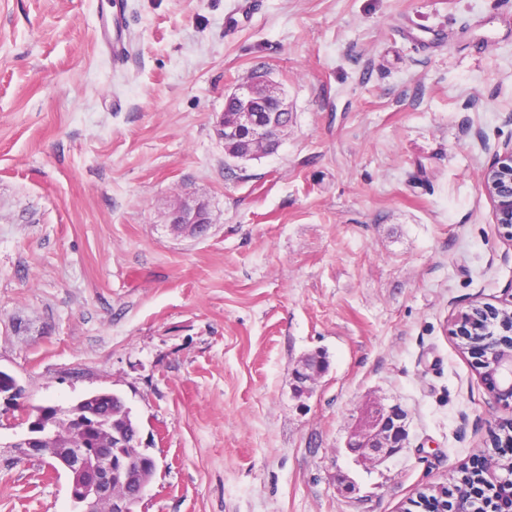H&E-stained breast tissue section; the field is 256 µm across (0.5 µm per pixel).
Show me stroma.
<instances>
[{"mask_svg": "<svg viewBox=\"0 0 512 512\" xmlns=\"http://www.w3.org/2000/svg\"><path fill=\"white\" fill-rule=\"evenodd\" d=\"M237 3L0 0V370L34 406L124 398L158 462L133 512H405L499 432L449 329L512 302L482 189L512 0ZM116 12L118 68L95 40ZM259 67L292 121L236 161L215 123ZM188 197L205 235L166 222ZM373 402L407 441L365 467L345 442ZM25 432L0 419V512H71ZM326 364L319 353H313L303 357L295 366L293 376L295 389L298 394L307 392L319 378L325 373Z\"/></svg>", "mask_w": 512, "mask_h": 512, "instance_id": "1", "label": "stroma"}]
</instances>
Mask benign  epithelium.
Here are the masks:
<instances>
[{
	"instance_id": "1",
	"label": "benign epithelium",
	"mask_w": 512,
	"mask_h": 512,
	"mask_svg": "<svg viewBox=\"0 0 512 512\" xmlns=\"http://www.w3.org/2000/svg\"><path fill=\"white\" fill-rule=\"evenodd\" d=\"M240 104L236 122L227 124L219 117L215 125L218 137L226 143L244 144L252 152L266 151L280 140L287 126L280 122L279 113L288 106L276 92L268 73L255 71L229 95ZM482 185L493 203L496 223L504 230V237L512 241V140L504 142L492 153L484 168ZM167 223L176 233L196 235L211 223L208 204L201 200L179 199L170 206ZM508 313V307L496 308L486 304H472L457 312L451 322V334L459 338L472 358V366L479 375L492 406L512 410V325L498 324L497 333L488 340L474 341V327L480 322L493 321ZM324 358L313 353L303 357L295 366L293 376L297 393L303 394L325 373ZM0 396L4 397L5 413L21 410L26 403L24 393L15 379L0 371ZM84 414L80 404L56 413L42 410L34 416L22 415L27 424V437L22 440L21 454L37 459H55L62 467H51L55 474L64 472L68 478V496L72 512H97L99 500L107 498L112 512H132V505L147 494L158 468L156 458L142 446L141 430H116L107 435L101 448H82L79 461L71 459V451L81 448L78 438L62 430V421ZM406 444L404 416L394 406L379 403L367 406L345 448L354 462L365 465L381 464L397 454ZM121 448L123 452L112 453ZM498 459L482 460V472L487 483L504 479ZM453 492L454 503L471 501L478 504L477 512H491L483 498L463 484L429 485L424 493L438 498L439 512H448V492Z\"/></svg>"
}]
</instances>
